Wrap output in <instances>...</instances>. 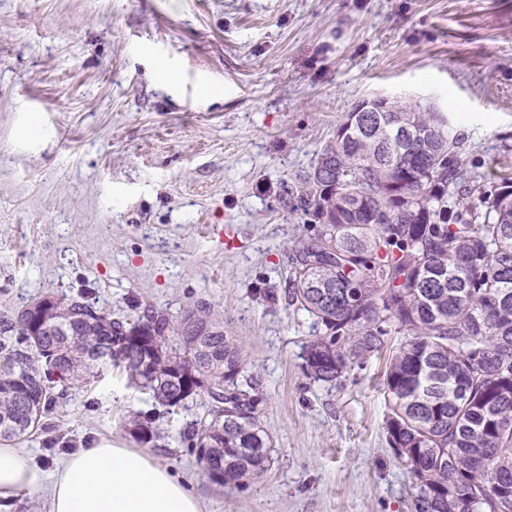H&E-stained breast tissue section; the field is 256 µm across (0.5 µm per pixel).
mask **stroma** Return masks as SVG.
Here are the masks:
<instances>
[{
	"label": "stroma",
	"instance_id": "obj_1",
	"mask_svg": "<svg viewBox=\"0 0 512 512\" xmlns=\"http://www.w3.org/2000/svg\"><path fill=\"white\" fill-rule=\"evenodd\" d=\"M375 94L447 114L487 183L512 177V0H0V319L48 293L129 323L220 315L272 464L217 485L186 439L203 399L161 412L149 449L206 512H411L379 386L404 334L316 383L284 299L305 231L287 192ZM154 406L108 365L19 446L45 474L103 438L135 448L125 424Z\"/></svg>",
	"mask_w": 512,
	"mask_h": 512
}]
</instances>
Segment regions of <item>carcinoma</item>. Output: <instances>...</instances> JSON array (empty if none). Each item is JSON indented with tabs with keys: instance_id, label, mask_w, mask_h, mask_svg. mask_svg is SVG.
Wrapping results in <instances>:
<instances>
[{
	"instance_id": "carcinoma-1",
	"label": "carcinoma",
	"mask_w": 512,
	"mask_h": 512,
	"mask_svg": "<svg viewBox=\"0 0 512 512\" xmlns=\"http://www.w3.org/2000/svg\"><path fill=\"white\" fill-rule=\"evenodd\" d=\"M461 194L479 203L448 202ZM289 210L312 225L292 248L287 293L313 320L307 376L343 384L397 326L407 338L383 373L385 430L412 476L414 512H512V178L479 181L442 113L367 97L336 126ZM35 303L44 308L0 321V441L47 431L58 400L100 376L98 353L110 346V361L155 405L205 396L208 418L188 442L212 482L270 467L263 393L210 308L175 324L148 308L125 325L82 296ZM134 331L145 336L136 353L125 345ZM154 422L137 414L126 429L149 442Z\"/></svg>"
}]
</instances>
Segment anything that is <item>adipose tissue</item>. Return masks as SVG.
<instances>
[{
    "mask_svg": "<svg viewBox=\"0 0 512 512\" xmlns=\"http://www.w3.org/2000/svg\"><path fill=\"white\" fill-rule=\"evenodd\" d=\"M39 472L25 453L0 444V512L34 488ZM49 512H205V504L144 448L103 439L64 460L47 488Z\"/></svg>",
    "mask_w": 512,
    "mask_h": 512,
    "instance_id": "1",
    "label": "adipose tissue"
}]
</instances>
